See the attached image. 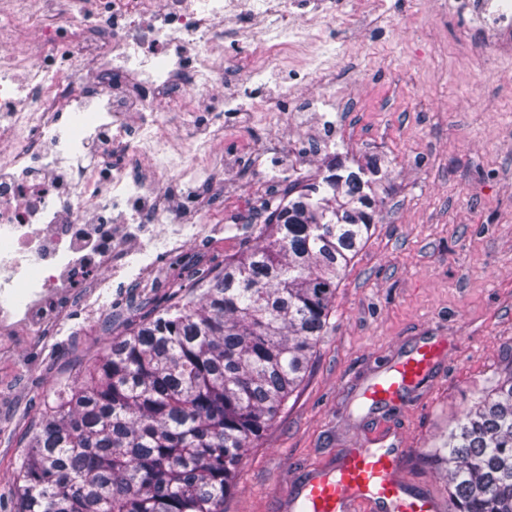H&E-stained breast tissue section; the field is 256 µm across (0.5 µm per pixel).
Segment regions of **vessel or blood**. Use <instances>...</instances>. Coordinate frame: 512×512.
<instances>
[{"label": "vessel or blood", "instance_id": "b4317fda", "mask_svg": "<svg viewBox=\"0 0 512 512\" xmlns=\"http://www.w3.org/2000/svg\"><path fill=\"white\" fill-rule=\"evenodd\" d=\"M440 355L434 343L415 348L383 376L370 384L366 398L389 404L426 376ZM406 453L401 445L372 448L360 445L335 460L330 468L303 471L285 495L289 512H446L445 502L430 493H408L400 476Z\"/></svg>", "mask_w": 512, "mask_h": 512}]
</instances>
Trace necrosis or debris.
<instances>
[{
    "label": "necrosis or debris",
    "mask_w": 512,
    "mask_h": 512,
    "mask_svg": "<svg viewBox=\"0 0 512 512\" xmlns=\"http://www.w3.org/2000/svg\"><path fill=\"white\" fill-rule=\"evenodd\" d=\"M299 0H0V328L37 335L48 300L81 281L108 287L112 264L186 266L206 211L188 213L196 174L242 112L289 111L266 98L267 74L308 31ZM261 21L250 47L224 27ZM254 67L233 94L224 62ZM183 114L182 132L156 108ZM123 163L109 165L110 143ZM66 163L70 176L56 180ZM138 163L147 179L129 173ZM184 180L177 197L165 194ZM124 213L130 230L81 238ZM166 225L167 236L156 232Z\"/></svg>",
    "instance_id": "1"
}]
</instances>
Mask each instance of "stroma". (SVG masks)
<instances>
[{
    "label": "stroma",
    "instance_id": "1",
    "mask_svg": "<svg viewBox=\"0 0 512 512\" xmlns=\"http://www.w3.org/2000/svg\"><path fill=\"white\" fill-rule=\"evenodd\" d=\"M357 18L359 0L322 22L313 64L324 85L299 91L308 112L256 125L241 115L201 194L216 211L195 266L223 264L265 200L322 168L310 145L328 143L353 163L381 157L391 173L372 237L337 290L327 332L303 383L249 449L224 512H284L287 488L362 443L397 440L413 493L448 496L428 459L448 425L483 391L512 375V56L487 54L472 16L442 14V0H382ZM255 149L241 155L240 144ZM194 280L158 263L127 284L81 288L57 302L59 325L40 336L0 335V512H14L22 435L55 383L76 378L112 338ZM441 356L392 405L366 388L418 344Z\"/></svg>",
    "mask_w": 512,
    "mask_h": 512
}]
</instances>
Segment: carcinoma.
<instances>
[{"instance_id": "1", "label": "carcinoma", "mask_w": 512, "mask_h": 512, "mask_svg": "<svg viewBox=\"0 0 512 512\" xmlns=\"http://www.w3.org/2000/svg\"><path fill=\"white\" fill-rule=\"evenodd\" d=\"M378 158L326 164L250 243L112 339L43 403L15 512H224L248 449L301 385L370 239ZM448 512H512V376L448 427Z\"/></svg>"}]
</instances>
